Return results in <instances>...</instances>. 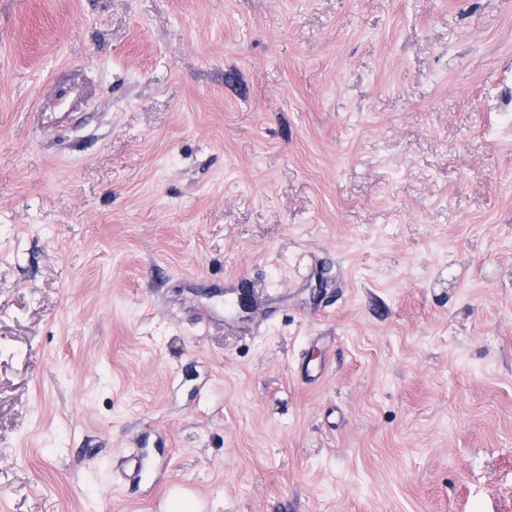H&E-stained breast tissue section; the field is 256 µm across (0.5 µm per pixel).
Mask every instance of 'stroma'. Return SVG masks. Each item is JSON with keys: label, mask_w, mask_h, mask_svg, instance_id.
Masks as SVG:
<instances>
[{"label": "stroma", "mask_w": 512, "mask_h": 512, "mask_svg": "<svg viewBox=\"0 0 512 512\" xmlns=\"http://www.w3.org/2000/svg\"><path fill=\"white\" fill-rule=\"evenodd\" d=\"M171 480L512 512V0H0V512Z\"/></svg>", "instance_id": "1"}]
</instances>
